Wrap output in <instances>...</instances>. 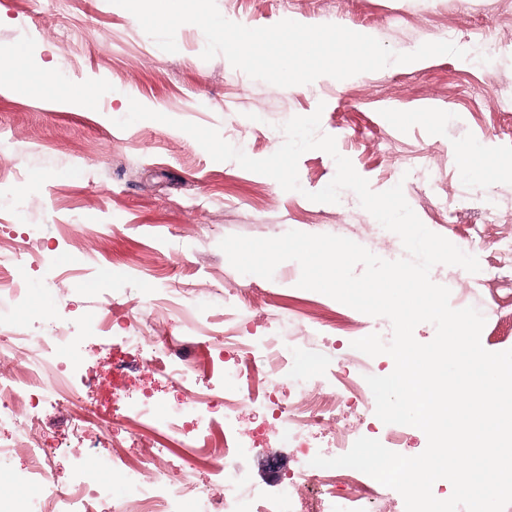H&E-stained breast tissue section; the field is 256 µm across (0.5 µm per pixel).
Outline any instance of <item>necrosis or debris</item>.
Segmentation results:
<instances>
[{
    "label": "necrosis or debris",
    "mask_w": 512,
    "mask_h": 512,
    "mask_svg": "<svg viewBox=\"0 0 512 512\" xmlns=\"http://www.w3.org/2000/svg\"><path fill=\"white\" fill-rule=\"evenodd\" d=\"M27 261L24 249L0 252V362L12 367L9 375L0 378V425H13L17 432L16 438L0 439V462L26 453V480L34 493L21 502L8 500L0 493V512H60L58 505L62 502L71 505V512H82L87 497L111 502L112 480L117 476L122 479L127 500L136 503L138 512H180L182 501L192 490L173 480L154 456L120 469L113 457L103 455L84 481L63 491L56 488L52 453L29 439L31 432L38 430L39 420L27 407L36 398L69 402V390L57 370V357L69 346L70 339L52 331L32 337L15 326L16 305L25 297L24 282L17 271ZM128 331L129 341L148 351L147 365L168 364L172 380L189 400L188 410L163 416L153 401H143L135 408V424L150 431L160 425L172 436L187 438L192 458L202 460L224 479L223 500L204 507L203 512H311L308 492L312 489L319 490L332 512H378L377 498L367 486L368 475L345 467L327 475L301 469L291 477L285 495L256 492L244 502L236 493L235 464L254 450L252 442L241 435L240 412L248 402L272 404L270 398L260 399L246 392L241 381L266 369L278 377L286 375L290 343L277 336L258 341L243 335L225 337L220 350L224 377L233 380L235 386L216 404L199 393L195 365L190 357L179 355L177 339L157 332L142 335L136 324L129 325ZM359 365L355 349H348L319 396L301 390L287 404L276 406L280 428L287 432L289 444L299 448L302 458L314 454L308 435L333 419L338 407L369 404L372 391L361 381Z\"/></svg>",
    "instance_id": "necrosis-or-debris-1"
}]
</instances>
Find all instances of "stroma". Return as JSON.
<instances>
[{
    "label": "stroma",
    "instance_id": "1",
    "mask_svg": "<svg viewBox=\"0 0 512 512\" xmlns=\"http://www.w3.org/2000/svg\"><path fill=\"white\" fill-rule=\"evenodd\" d=\"M224 17L248 27L284 19L307 25L338 24L376 32L395 51L419 43L450 41L481 46L489 66L471 68L450 55L424 59L411 70L384 68L356 79L323 78L282 88L254 80L224 56L203 60L200 28L181 26L177 52L162 51L136 18L111 0H0V55L21 46L30 72H55L53 88L24 94L0 87V248L25 247L35 262L28 292L37 316L18 309L29 335L50 325L70 330L83 372L109 379L113 359L135 363L131 345L89 325L107 312L133 313L161 324L170 335L195 325L200 336L224 326V291L241 289V321L254 334L302 336L308 346L290 361L281 394L302 383L320 391L341 355L326 318H353L366 333L392 338L387 318L371 317L319 292L299 288L301 269L286 261L272 279L235 270L219 247L229 235L276 237L290 230L340 234L386 260L404 258L400 238L385 230L345 190L336 204L310 201L309 193L334 178L336 165L320 150L298 162L300 190L286 191L271 177L214 161L188 134L153 120L122 129V99L132 96L171 118L219 130L251 158L263 159L284 141L291 117L321 111L320 131L335 137L339 152L373 191L402 184L423 224L478 258L469 273L439 264L433 282L450 289L451 302L477 308L486 323L482 346L512 349V265L502 243L512 242V178H464L449 156L485 143L492 155L512 157V0H216ZM97 89L90 104L69 106L65 86ZM414 120H407L409 112ZM26 204L16 210L15 198ZM116 273L102 277L103 267ZM504 273L492 279L490 267ZM179 288L183 306L156 307L150 288ZM71 377L81 386L82 374ZM152 397L165 410L183 408L184 392L171 380L143 370L130 374L112 395L85 393L79 413L45 403L42 441L56 447L53 466L72 457L92 469L100 453L124 459L140 451L147 435L113 423L112 401L135 405ZM243 427L258 446L239 463L245 491L276 492L301 458L263 411L243 412ZM175 476L224 495V479L189 468L185 450L169 443Z\"/></svg>",
    "mask_w": 512,
    "mask_h": 512
}]
</instances>
